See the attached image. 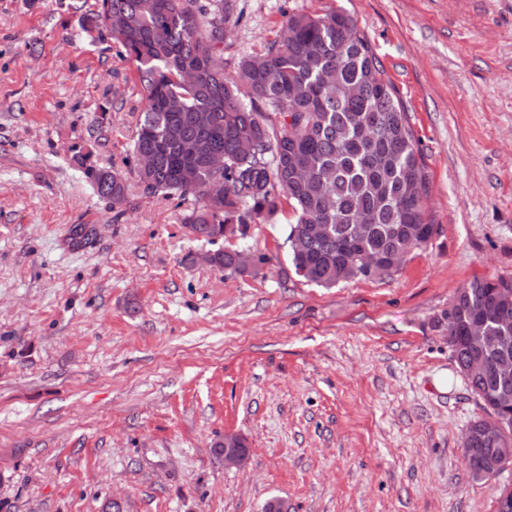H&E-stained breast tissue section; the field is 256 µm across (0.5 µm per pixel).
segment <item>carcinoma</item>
I'll return each instance as SVG.
<instances>
[{
	"label": "carcinoma",
	"mask_w": 512,
	"mask_h": 512,
	"mask_svg": "<svg viewBox=\"0 0 512 512\" xmlns=\"http://www.w3.org/2000/svg\"><path fill=\"white\" fill-rule=\"evenodd\" d=\"M232 12L231 0H100L95 25L112 34L134 64L145 100L131 155L150 152L156 167L136 173L139 185L190 203L184 226L213 245L224 239L228 224L236 225L233 235L246 238L250 225L287 200L294 223L286 240L304 244L290 249L289 262L307 283L331 288L396 271L393 261L406 239L424 249L437 231L425 218L429 178L408 112L364 31L344 11L292 12L275 39L243 58L238 79L230 80L211 51L224 41L222 17ZM244 136L256 141L248 157L241 155ZM194 141L224 155L222 174L188 151ZM81 165L99 197L114 207L125 202L122 174L87 156ZM292 168L308 170L309 179L293 181ZM219 177L224 199L210 204L207 188ZM316 225L324 233L314 237L310 228ZM363 253L379 258L374 272L359 265ZM207 257L219 269L252 271L241 249L222 247ZM503 288L512 289V279L476 277L450 304L448 347L457 367L471 347L468 324L484 327L485 370L466 384L488 417L505 426L498 443L479 436L482 420L471 423L479 459L469 470L477 480L490 479L480 461L512 444V378L501 382L494 375L501 354L512 356V323L502 324L490 311Z\"/></svg>",
	"instance_id": "obj_1"
}]
</instances>
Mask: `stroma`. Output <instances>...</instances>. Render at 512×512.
Masks as SVG:
<instances>
[{
    "label": "stroma",
    "instance_id": "1",
    "mask_svg": "<svg viewBox=\"0 0 512 512\" xmlns=\"http://www.w3.org/2000/svg\"><path fill=\"white\" fill-rule=\"evenodd\" d=\"M234 4L231 79L289 12L354 17L439 230L389 275L322 288L289 268L284 204L229 242L266 263L212 267L184 207L136 181L145 102L96 0H0V512H495L512 471L480 481L463 460L483 410L444 314L473 278L512 279V0ZM79 151L125 177L121 207ZM228 431L243 467L215 451Z\"/></svg>",
    "mask_w": 512,
    "mask_h": 512
}]
</instances>
